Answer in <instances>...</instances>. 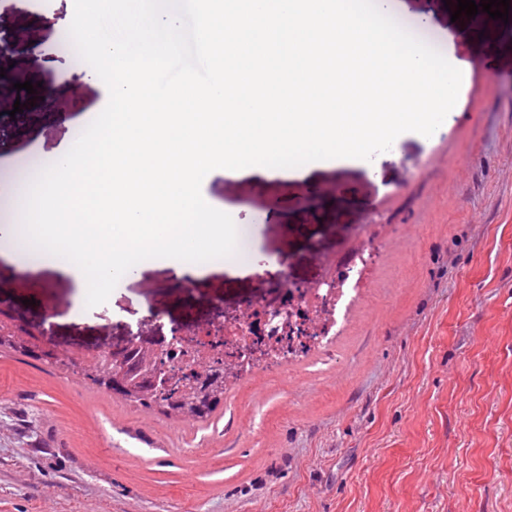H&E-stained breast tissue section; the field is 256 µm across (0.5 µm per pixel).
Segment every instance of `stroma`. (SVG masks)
Instances as JSON below:
<instances>
[{
  "mask_svg": "<svg viewBox=\"0 0 512 512\" xmlns=\"http://www.w3.org/2000/svg\"><path fill=\"white\" fill-rule=\"evenodd\" d=\"M408 4L469 66L432 136L305 180L204 178V200L250 226L257 272L185 282L157 263L75 316L71 279L44 267L27 305V273L0 258V297L34 324L56 313L55 338L80 346L122 336L138 309L208 322L216 304L267 297L266 258L310 282L372 240L366 298L328 364L313 353L257 372L208 421L181 423L0 352V512H512V87L498 78L512 71V22L479 30L444 0ZM73 14V0H0L15 61L0 80V225L30 160L55 161L108 102L63 46ZM26 80L49 98L17 113Z\"/></svg>",
  "mask_w": 512,
  "mask_h": 512,
  "instance_id": "stroma-1",
  "label": "stroma"
}]
</instances>
